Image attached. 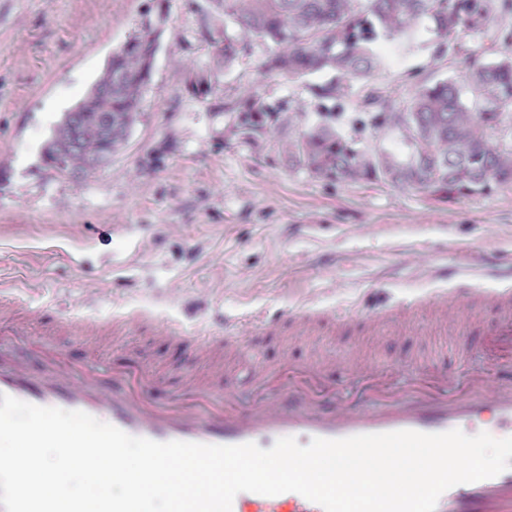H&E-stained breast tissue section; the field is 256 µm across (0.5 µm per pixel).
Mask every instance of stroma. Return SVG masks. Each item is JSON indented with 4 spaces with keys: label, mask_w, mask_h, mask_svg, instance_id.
Here are the masks:
<instances>
[{
    "label": "stroma",
    "mask_w": 512,
    "mask_h": 512,
    "mask_svg": "<svg viewBox=\"0 0 512 512\" xmlns=\"http://www.w3.org/2000/svg\"><path fill=\"white\" fill-rule=\"evenodd\" d=\"M208 0H0V279L25 286L33 306L61 308L74 326L59 349L103 366L152 363L177 392L204 359L164 334V320L193 328L203 318L257 309L268 324L241 340L245 353L275 367L283 359H340L349 351L387 369L427 354L453 356L466 315L432 329L417 316L409 333L348 323L315 339L290 336L282 314L315 297L322 314L347 313L372 284L393 303L451 280L426 279L424 265L452 266L451 247L512 253V184L466 198L376 181L328 182L292 166L272 123L251 135L231 106L250 93L290 112L295 129L328 118L345 135L405 150L394 133L361 129L348 98L319 101L324 73L290 78L265 72L271 47L252 41L213 68L201 29ZM163 17L152 81L125 147L83 178L50 169L44 146L55 125L93 85L112 51L146 18ZM395 59L380 58L376 83L408 99V74L431 71L463 81L461 65L436 57L429 34L393 38ZM80 255L79 264L64 253ZM158 321L122 345L80 340L89 316L136 309Z\"/></svg>",
    "instance_id": "stroma-1"
}]
</instances>
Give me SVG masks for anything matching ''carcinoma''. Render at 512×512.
Wrapping results in <instances>:
<instances>
[{"mask_svg": "<svg viewBox=\"0 0 512 512\" xmlns=\"http://www.w3.org/2000/svg\"><path fill=\"white\" fill-rule=\"evenodd\" d=\"M202 29L213 44L212 63H231L243 39L257 37L276 50L267 56V72L302 78L330 75L315 88L333 100L359 87L351 108L362 127L376 134L398 131L402 155L380 145L366 146L320 121L299 134L288 132V159L308 174L336 181L372 180L420 192L458 198L490 192L512 183V145L493 131L512 122V54L487 60L481 48H459V35L487 38L512 46V25L494 27L500 14L512 15V0H210ZM224 20V38L215 39V22ZM413 27H423L442 59L454 53L464 67L465 85L435 80L418 70L414 93L406 102L376 83V43ZM155 34L144 22L137 33L112 52L105 69L79 104L85 133L76 148L72 129L60 123L48 142L46 163L61 175L79 178L102 166V154L120 151L137 122L140 104L152 79ZM241 125L264 128L272 109L256 94L238 102ZM108 119L105 136L98 124Z\"/></svg>", "mask_w": 512, "mask_h": 512, "instance_id": "1", "label": "carcinoma"}]
</instances>
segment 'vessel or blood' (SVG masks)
Segmentation results:
<instances>
[{
	"label": "vessel or blood",
	"instance_id": "vessel-or-blood-1",
	"mask_svg": "<svg viewBox=\"0 0 512 512\" xmlns=\"http://www.w3.org/2000/svg\"><path fill=\"white\" fill-rule=\"evenodd\" d=\"M456 275L497 280L494 288L460 284L455 292L438 289L423 307L440 319L451 309L490 308L496 315L497 340L488 343L480 319L469 321L466 341L457 351L465 365L457 376L428 360L406 369H386L351 358L328 376L326 364L304 361L271 369L251 367L246 381L215 392L212 379L188 376L180 394H168L157 370L145 361L101 368L69 358L31 323L37 311L19 296L15 283L0 282V350H36L42 358L32 372L25 358L0 363V393L43 407L83 411L129 435L156 442L186 441L212 445L246 442L267 449L282 437L308 445L315 437L341 439L370 433L413 430L442 433L458 429L471 435L484 431L496 438L512 436V255L459 249ZM411 303L382 308L359 301L352 319L368 324L386 321L400 329L414 314ZM255 313L235 321L209 320L207 337L168 326V338L185 344L192 355L209 360L223 372L224 332L254 322ZM147 313L108 320H86L81 331L90 341H119L146 324ZM491 420H481L484 409ZM232 512H322L295 492L276 496L242 492ZM436 512H512V469L445 491Z\"/></svg>",
	"mask_w": 512,
	"mask_h": 512
}]
</instances>
